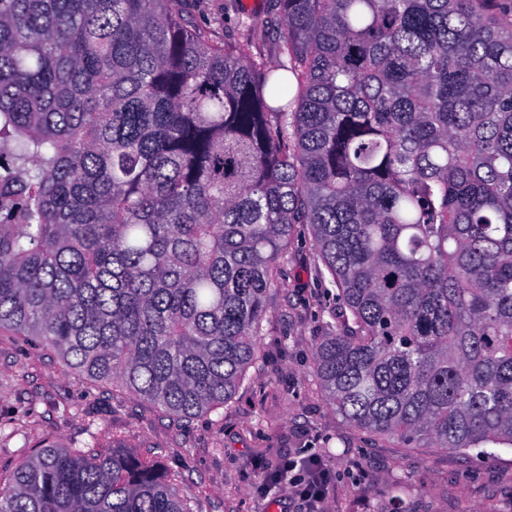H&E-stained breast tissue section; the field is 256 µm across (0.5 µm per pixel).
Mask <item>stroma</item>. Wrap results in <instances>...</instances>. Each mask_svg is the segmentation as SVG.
Masks as SVG:
<instances>
[{
	"mask_svg": "<svg viewBox=\"0 0 512 512\" xmlns=\"http://www.w3.org/2000/svg\"><path fill=\"white\" fill-rule=\"evenodd\" d=\"M271 0H187L194 25L223 35L252 24L247 55L273 58ZM305 225L261 339V359L235 397L208 415L158 412L116 385H96L63 367L57 352L0 332V475L35 446L95 439L161 462L193 498L194 512H304L288 487L261 488L268 460L319 456L333 479L327 512H512V449L487 456L399 448L354 428L325 398L314 344L332 321L336 290L315 273Z\"/></svg>",
	"mask_w": 512,
	"mask_h": 512,
	"instance_id": "stroma-1",
	"label": "stroma"
}]
</instances>
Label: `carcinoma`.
<instances>
[{"mask_svg":"<svg viewBox=\"0 0 512 512\" xmlns=\"http://www.w3.org/2000/svg\"><path fill=\"white\" fill-rule=\"evenodd\" d=\"M277 60L183 0H0V331L193 418L259 358L295 225L322 391L401 448H512V0H277ZM0 512H193L45 445Z\"/></svg>","mask_w":512,"mask_h":512,"instance_id":"cac0c4a2","label":"carcinoma"}]
</instances>
